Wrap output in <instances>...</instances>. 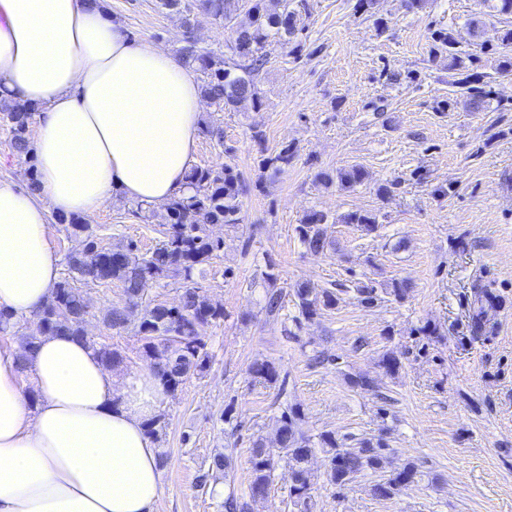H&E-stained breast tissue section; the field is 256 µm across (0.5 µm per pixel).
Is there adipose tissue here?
Wrapping results in <instances>:
<instances>
[{
	"label": "adipose tissue",
	"instance_id": "adipose-tissue-1",
	"mask_svg": "<svg viewBox=\"0 0 512 512\" xmlns=\"http://www.w3.org/2000/svg\"><path fill=\"white\" fill-rule=\"evenodd\" d=\"M0 104L39 108L40 192L0 182V311L11 326L59 281L51 214L90 216L116 194L150 205L191 195L203 99L178 55L132 38L103 0H0ZM162 392L148 368L114 385L70 336H39L25 359L1 345L0 512H153L161 470L146 423Z\"/></svg>",
	"mask_w": 512,
	"mask_h": 512
}]
</instances>
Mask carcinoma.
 <instances>
[{"label": "carcinoma", "mask_w": 512, "mask_h": 512, "mask_svg": "<svg viewBox=\"0 0 512 512\" xmlns=\"http://www.w3.org/2000/svg\"><path fill=\"white\" fill-rule=\"evenodd\" d=\"M279 12L267 9L265 0H254L248 11V22L236 25L230 56L220 58L198 46L192 36L194 25L189 17L182 22L183 34L177 49L179 57L203 74L201 90L204 97L216 105L232 109L245 100L260 105L258 76L267 63L264 44L276 38L288 44L298 34L296 10L288 9L282 0ZM230 0H203V8L218 19H232ZM436 50L448 53V65L462 72L458 88L467 93L473 108L480 109L487 91L478 86L481 76L470 72L476 57L461 49L459 34L453 30H439L434 35ZM499 71L512 72V27L501 29L499 44ZM37 109L15 104L5 107L4 119L11 136V147L19 157L31 153L29 128ZM294 154L289 148L263 158L261 168L277 176L292 166ZM340 184L352 188L362 184L364 172L352 166L338 174ZM187 180L193 194L173 200L166 205L163 239L146 252L132 241L104 248L89 233L86 224L75 216H57V223L66 225L70 234L84 236V247L67 255L70 276L62 278L50 300L37 311V328L20 336L23 349L34 347L36 335L57 333L86 341L107 366L123 361L118 349L99 343L85 331L88 300L76 286L81 281L105 284L118 281L126 296V306L111 307L102 316L104 325L118 333L132 330L140 338L139 352L149 360V366L164 390L173 394L193 375L203 374L209 367L211 354L208 341L202 335L205 326L224 319V306L214 303L206 291L193 282L194 272L211 264L224 250V243L207 232L210 224H224L237 229L240 225L241 197L248 194L249 185L241 178L232 162L220 166H195ZM347 224H358L371 232L376 229V216L352 212L344 217ZM296 231L306 250L320 252L330 244L328 216L311 210L305 214ZM179 277L184 282L179 304H150L143 301L144 286L154 278ZM279 275L263 273L265 284L263 310L276 321L284 308V287L277 286ZM291 296L298 314L310 320L324 310L336 308L339 298L329 288H319L309 282L296 284ZM257 377L269 384L278 381L274 363L256 361L251 367ZM329 454L328 480L339 486L350 483L358 475L384 468L391 449L382 442L359 439L354 446L342 448L336 435L330 431L313 437L302 429V416L297 409H285L279 419L274 437L265 441L259 437L251 448V480L247 487L249 501L230 493L223 499L224 512H248L249 503L266 498L277 469L283 470L288 481L290 504L295 512H311V482L308 463L316 447ZM228 468V456L214 453L207 470L197 479V487L211 496H218L217 481ZM419 471L413 464L372 486V492L381 499L394 496L401 488L417 482Z\"/></svg>", "instance_id": "cac0c4a2"}]
</instances>
